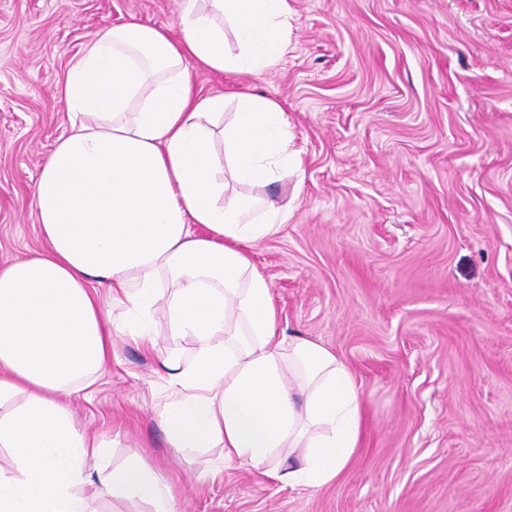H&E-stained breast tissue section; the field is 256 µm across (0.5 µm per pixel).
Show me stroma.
Instances as JSON below:
<instances>
[{"label":"stroma","mask_w":512,"mask_h":512,"mask_svg":"<svg viewBox=\"0 0 512 512\" xmlns=\"http://www.w3.org/2000/svg\"><path fill=\"white\" fill-rule=\"evenodd\" d=\"M288 52L258 74L186 60L205 95L252 92L288 117V210L248 253L288 336L331 350L362 401L359 446L319 488L224 458L171 456L162 360L193 357L168 300L153 346L112 339L87 395L63 398L139 458L178 512H512V0H290ZM136 21L181 34L180 0H0V264L42 248L34 185L68 126L57 94L97 30ZM90 512H151L78 486Z\"/></svg>","instance_id":"stroma-1"}]
</instances>
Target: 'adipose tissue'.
Wrapping results in <instances>:
<instances>
[{
	"mask_svg": "<svg viewBox=\"0 0 512 512\" xmlns=\"http://www.w3.org/2000/svg\"><path fill=\"white\" fill-rule=\"evenodd\" d=\"M291 18L289 0H181L180 39L129 22L95 32L71 58L59 89L69 129L35 184L44 248L0 265V406L10 407L0 447L17 465L0 472V512H87L74 488L92 480L176 512L144 461L88 471L105 443L58 401L106 370L113 333L147 340L162 273L173 284L170 329L194 343L191 364L160 367L172 389L159 413L171 453L218 444L225 460L293 488L323 486L348 465L361 431L353 374L324 346L284 336L270 284L243 250L288 212L269 195L230 191L270 186L297 166L286 114L267 96L201 95L185 65L272 68ZM219 121L225 180L211 149ZM108 299L126 308L123 328ZM280 448L301 449L300 465H273Z\"/></svg>",
	"mask_w": 512,
	"mask_h": 512,
	"instance_id": "1",
	"label": "adipose tissue"
}]
</instances>
